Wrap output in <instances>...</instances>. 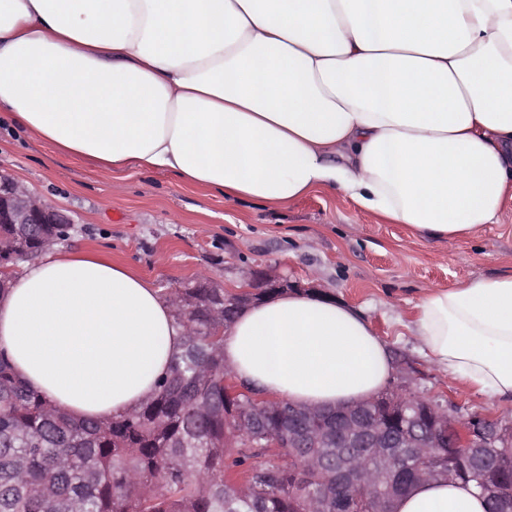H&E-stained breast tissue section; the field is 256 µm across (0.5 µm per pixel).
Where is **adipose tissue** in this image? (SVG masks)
Wrapping results in <instances>:
<instances>
[{"instance_id":"adipose-tissue-1","label":"adipose tissue","mask_w":512,"mask_h":512,"mask_svg":"<svg viewBox=\"0 0 512 512\" xmlns=\"http://www.w3.org/2000/svg\"><path fill=\"white\" fill-rule=\"evenodd\" d=\"M0 112L74 157L171 172L231 200L339 192L456 244L512 205V0H0ZM412 334L451 379L512 399V272L428 290ZM183 330L147 278L50 248L0 298V349L78 418L136 408ZM233 377L313 407L391 379L353 307L289 293L224 335ZM396 512H487L462 482Z\"/></svg>"}]
</instances>
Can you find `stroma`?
<instances>
[{"label": "stroma", "instance_id": "obj_1", "mask_svg": "<svg viewBox=\"0 0 512 512\" xmlns=\"http://www.w3.org/2000/svg\"><path fill=\"white\" fill-rule=\"evenodd\" d=\"M0 173L70 217L61 248L109 255L149 279L160 296L201 270L229 290L252 268L316 281L361 311L393 354L412 362L418 391L465 418L512 415L511 400L464 391L404 325L427 290L512 271V208L451 246L382 223L338 192L281 207L231 201L166 171L102 168L3 124Z\"/></svg>", "mask_w": 512, "mask_h": 512}]
</instances>
